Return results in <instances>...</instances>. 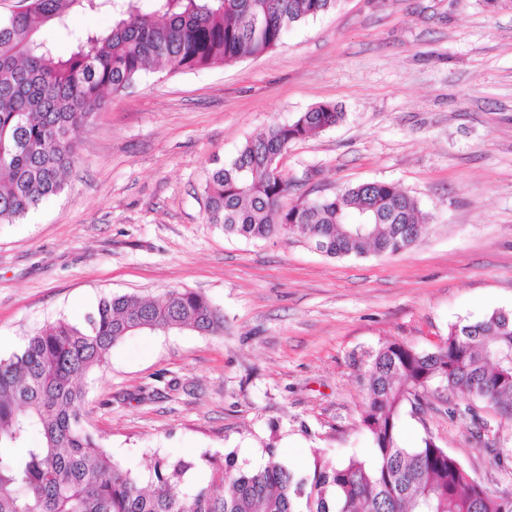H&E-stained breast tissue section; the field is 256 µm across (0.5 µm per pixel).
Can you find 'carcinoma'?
<instances>
[{"label": "carcinoma", "mask_w": 512, "mask_h": 512, "mask_svg": "<svg viewBox=\"0 0 512 512\" xmlns=\"http://www.w3.org/2000/svg\"><path fill=\"white\" fill-rule=\"evenodd\" d=\"M339 0H27L0 18V224H12L64 190L77 135L102 112L106 95L144 72L227 65L275 48L300 23ZM112 11V27L77 38L67 58L39 37L68 29L76 9ZM320 104L289 124H273L217 167L205 188L206 217L249 240L320 238L330 258L396 256L419 237V202L393 184L366 182L331 196L285 203L292 180L270 168L297 140L338 124ZM224 315L203 295L179 288L152 298L101 299L83 321L59 319L0 358V512H512L433 438L406 448L405 405L420 409L432 386L481 400L512 420V313L494 310L449 327L444 346L420 351L391 343L370 355L361 424L373 457H314L300 473L266 449L259 468L205 453L158 456L147 478L114 462L83 424L78 382L108 363L112 347L140 330L216 332ZM204 466L206 485L189 486Z\"/></svg>", "instance_id": "1"}]
</instances>
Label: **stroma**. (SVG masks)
I'll return each instance as SVG.
<instances>
[{
	"instance_id": "35a3bbf8",
	"label": "stroma",
	"mask_w": 512,
	"mask_h": 512,
	"mask_svg": "<svg viewBox=\"0 0 512 512\" xmlns=\"http://www.w3.org/2000/svg\"><path fill=\"white\" fill-rule=\"evenodd\" d=\"M112 24L75 12L42 39L66 57ZM339 125L291 144L288 199L388 182L426 217L397 256L329 258L292 236L229 237L208 223L211 171L275 123L319 104ZM167 288L224 313L214 334L144 330L84 381V425L122 467L231 453L251 467L275 448L304 471L314 455L369 459L360 377L371 354L433 351L451 324L512 311V6L483 0H340L266 54L169 75L111 95L77 138L63 191L0 224V357L113 294ZM512 448V420L466 397L404 409V447L425 437L483 486L512 496L472 415Z\"/></svg>"
}]
</instances>
